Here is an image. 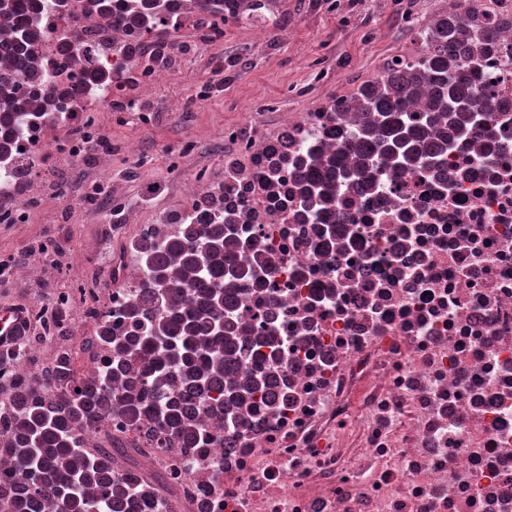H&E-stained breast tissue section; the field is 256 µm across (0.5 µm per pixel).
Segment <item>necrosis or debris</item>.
Wrapping results in <instances>:
<instances>
[{"label": "necrosis or debris", "mask_w": 512, "mask_h": 512, "mask_svg": "<svg viewBox=\"0 0 512 512\" xmlns=\"http://www.w3.org/2000/svg\"><path fill=\"white\" fill-rule=\"evenodd\" d=\"M148 2L9 0L38 32L28 53L0 19V124L16 130L0 136V235L36 223L38 171L91 153L96 174L60 199L78 224L101 186L112 226L111 287L40 289L63 256L37 234L26 267H0V288L30 313L26 334L0 346V418L14 417L17 387L53 398L60 357L95 380L132 312L155 306L141 245L218 216L225 256L261 281L238 283L228 317L240 364L218 392L190 397L181 377L163 379L167 398L192 400L208 436L196 446L147 409L127 411L157 354H125L111 408L79 430L86 451L108 453L113 500L132 512H512V0L444 9L473 31L456 72L489 104L462 113L466 138L449 137L422 66L439 45L432 20L367 81L296 112L254 99L219 128L220 164L194 166L168 204L134 143L122 152L139 196L113 178L103 126L128 112L158 124L155 88L184 81L192 60L212 76L193 82L191 101L209 102L224 85L225 36L251 24L270 40L287 20L282 0H160L154 14ZM396 83L409 111L432 118L433 167L384 157L370 168L349 146L371 99ZM98 314L111 336L78 348Z\"/></svg>", "instance_id": "1"}]
</instances>
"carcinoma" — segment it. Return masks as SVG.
Returning <instances> with one entry per match:
<instances>
[{
  "label": "carcinoma",
  "instance_id": "cac0c4a2",
  "mask_svg": "<svg viewBox=\"0 0 512 512\" xmlns=\"http://www.w3.org/2000/svg\"><path fill=\"white\" fill-rule=\"evenodd\" d=\"M431 80L439 95L443 111L448 113L449 129L463 133L453 113L465 112L475 105L481 92L456 80L448 53H437L425 61ZM425 118L405 111L399 95L376 98L367 113L363 128V146L367 155L386 154L402 163L420 162L427 166L437 161L432 147L424 141L419 126ZM224 252V225L211 224L204 230L195 224L184 226L175 239L158 245L151 253L149 267L154 277L147 288L159 287L158 276L167 267L180 263L199 272L191 283L200 295L201 308L184 311L172 308L159 315L153 311L134 322V330L119 349H130L140 343L152 346L177 345L159 365L169 373L180 375L190 389H200L201 370L197 362L211 356L210 339L224 335V306H232L231 296L224 295V277L236 282L248 279L242 268L224 270V262L213 259ZM58 390L55 399L47 401L41 392L23 390L19 408L24 423L14 434L15 447L33 449L27 464H19L17 483L21 488L18 507L22 512H56L61 503L64 512H103L99 503L84 498L81 488L90 482L102 488L111 484L108 456H89L75 465L71 462L73 448L80 445L77 424L94 421L101 407L112 396L109 380L102 379L84 385L79 391L70 390L72 378L67 364L60 365L52 378ZM164 405L160 422L179 423L178 414L187 409L184 404L157 396L151 408Z\"/></svg>",
  "mask_w": 512,
  "mask_h": 512
}]
</instances>
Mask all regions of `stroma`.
Here are the masks:
<instances>
[{"label": "stroma", "mask_w": 512, "mask_h": 512, "mask_svg": "<svg viewBox=\"0 0 512 512\" xmlns=\"http://www.w3.org/2000/svg\"><path fill=\"white\" fill-rule=\"evenodd\" d=\"M285 10L287 31L264 49H252L256 37L252 31L225 38L224 59L232 64L234 76L225 82L219 97L153 128L130 123L121 130H106L107 139L127 137L140 150L151 153V179L161 186L167 199L179 198L183 182L182 174L172 168L170 146L187 138L197 140L201 159L218 164L224 156V143L215 131L224 121L236 118L248 97H277L285 110L295 111L310 91L303 86L291 97L285 93L283 82L303 78L304 66L328 62L330 76L324 89L334 92L366 79L374 59L413 42L417 35L416 27L396 14L389 0H345L343 12L336 14L320 10L317 0H285ZM33 230L57 241L79 259L74 269L45 272L41 287L75 288L87 281L99 288L107 286V273L95 258L112 244L111 225L98 221L69 223L61 202L48 193L42 200L41 220Z\"/></svg>", "instance_id": "35a3bbf8"}]
</instances>
